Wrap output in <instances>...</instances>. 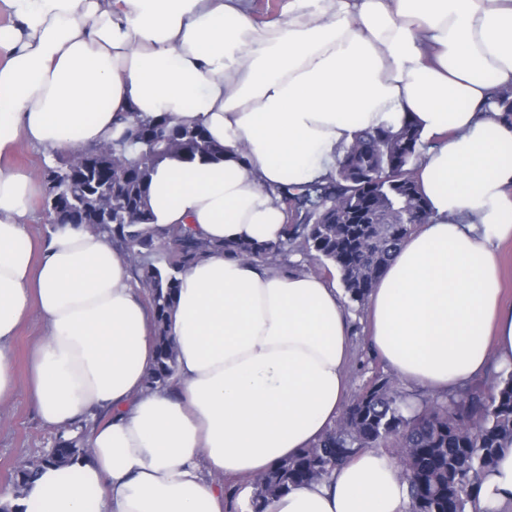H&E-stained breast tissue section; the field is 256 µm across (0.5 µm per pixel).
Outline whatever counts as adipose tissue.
Listing matches in <instances>:
<instances>
[{
    "label": "adipose tissue",
    "instance_id": "1",
    "mask_svg": "<svg viewBox=\"0 0 512 512\" xmlns=\"http://www.w3.org/2000/svg\"><path fill=\"white\" fill-rule=\"evenodd\" d=\"M0 156L115 140L129 113L201 124L221 160L171 157L151 176L161 227L213 241H277V190L327 178L363 130L413 119L429 219L368 306L371 347L434 394L512 365L498 249L512 241V127L485 102L512 86V0H289L257 26L251 0H0ZM32 171L0 168V403L13 342L38 315L27 393L61 429L104 418L90 453L27 485L25 512H225L224 480L251 479L337 422L348 331L333 281L216 254L182 278L170 320L172 387L147 391L153 316L126 257L71 224L26 231ZM480 512H512V448L486 473ZM266 512H409L396 461L359 451Z\"/></svg>",
    "mask_w": 512,
    "mask_h": 512
}]
</instances>
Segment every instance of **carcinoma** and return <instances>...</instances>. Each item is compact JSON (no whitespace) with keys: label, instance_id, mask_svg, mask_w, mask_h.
I'll use <instances>...</instances> for the list:
<instances>
[{"label":"carcinoma","instance_id":"cac0c4a2","mask_svg":"<svg viewBox=\"0 0 512 512\" xmlns=\"http://www.w3.org/2000/svg\"><path fill=\"white\" fill-rule=\"evenodd\" d=\"M490 105L512 125V87L492 91ZM135 138L68 154L45 166L42 184L56 179V192L70 200L57 214L62 224L106 235L128 258L154 314L155 352L146 388L172 385L176 352L168 323L182 275L206 257L224 256L288 272L285 263L299 253L316 262L315 272L339 274L351 304L363 306L405 238L417 228L406 213L429 218L428 202L417 181L423 142L417 125L404 119L363 132L346 150L336 174L324 182L290 184L279 191L291 222L275 243L212 242L190 227L159 229L149 205L151 174L165 159L218 160L224 147L199 124L166 115L131 114ZM377 212L385 224H357L362 211ZM87 419L58 435L65 451L44 457L12 474L14 499L44 466L64 467L86 455ZM382 448L397 460L408 485L410 512H476L485 474L499 454L512 448V370L498 374L488 389L469 386L453 394L412 402L392 377L366 384L343 417L317 443L253 482L251 512L294 488L329 476L352 454Z\"/></svg>","mask_w":512,"mask_h":512}]
</instances>
